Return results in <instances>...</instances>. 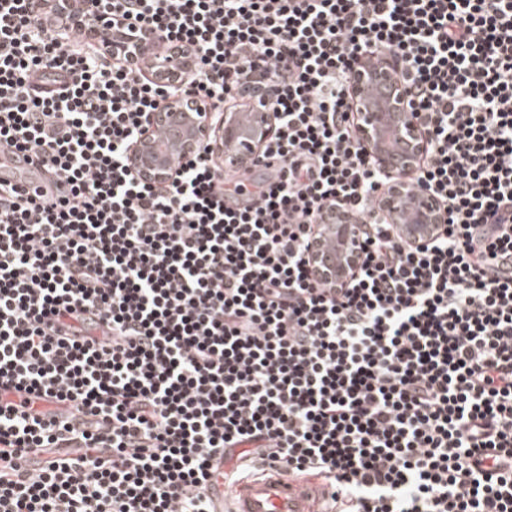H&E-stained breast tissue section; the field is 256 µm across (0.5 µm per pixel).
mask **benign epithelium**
<instances>
[{"label": "benign epithelium", "mask_w": 512, "mask_h": 512, "mask_svg": "<svg viewBox=\"0 0 512 512\" xmlns=\"http://www.w3.org/2000/svg\"><path fill=\"white\" fill-rule=\"evenodd\" d=\"M46 8L52 11L53 26L59 32L74 29L83 31L86 40L98 41L100 26L86 25L84 6L76 0H50ZM109 24L121 29L130 28L131 34L106 40L103 49L111 55L145 59L154 69V78L171 83L181 76L175 62L158 56L156 33L138 26L119 15L106 13ZM379 85L383 92V111L372 109L371 90ZM352 108L356 113L361 147L377 166L387 171H399L391 189L379 201L384 216L392 224L401 226L399 233L414 245L430 240L444 223V212L438 199L418 191L409 181L417 170L427 148V141L412 111L404 86L396 75L392 58L381 57L372 62H361L351 80ZM204 112L198 101H187L182 96L171 97L165 107L150 115L153 125L167 129L162 142L143 139L131 153L134 171L149 183L169 180L174 172L171 157L188 155L200 145L208 146L215 161H230L247 166L256 161L264 145L276 134L274 114L259 104H253L254 115L242 124L235 118L213 125L190 115L188 108ZM343 242L340 251L341 276L351 277L361 263V251L353 225L347 224L340 233Z\"/></svg>", "instance_id": "benign-epithelium-1"}]
</instances>
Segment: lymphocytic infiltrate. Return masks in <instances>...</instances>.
<instances>
[{
	"label": "lymphocytic infiltrate",
	"instance_id": "lymphocytic-infiltrate-1",
	"mask_svg": "<svg viewBox=\"0 0 512 512\" xmlns=\"http://www.w3.org/2000/svg\"><path fill=\"white\" fill-rule=\"evenodd\" d=\"M0 0V512H216L272 469L326 512H512V0H83L191 50L179 84ZM391 56L445 209L414 245L358 143L350 81ZM186 95L268 100L245 183L129 152ZM51 176L58 194H26ZM362 263L319 279L326 208ZM43 465L30 470V457Z\"/></svg>",
	"mask_w": 512,
	"mask_h": 512
}]
</instances>
